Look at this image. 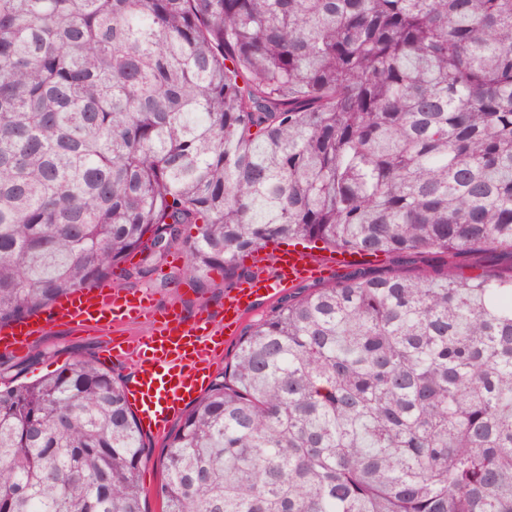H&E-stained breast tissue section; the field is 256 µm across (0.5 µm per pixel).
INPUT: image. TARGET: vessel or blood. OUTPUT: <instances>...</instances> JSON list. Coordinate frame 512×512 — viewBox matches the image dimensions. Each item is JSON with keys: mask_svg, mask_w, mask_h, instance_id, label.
Segmentation results:
<instances>
[{"mask_svg": "<svg viewBox=\"0 0 512 512\" xmlns=\"http://www.w3.org/2000/svg\"><path fill=\"white\" fill-rule=\"evenodd\" d=\"M330 265L312 263L302 252H285L274 271L256 267L252 275L224 297V321L216 323L207 309L193 318L175 312L157 320L149 333L136 338L111 336L105 346L108 360L129 366L125 396L143 430L163 437L173 419L204 389V382L223 353L225 337L233 336L242 317L258 304L272 300L297 281L329 273ZM147 305L143 297L128 298L111 281L74 293L57 302L53 321L76 330L111 329L140 319ZM41 317H28L0 328V349L23 351L31 336L42 333Z\"/></svg>", "mask_w": 512, "mask_h": 512, "instance_id": "vessel-or-blood-1", "label": "vessel or blood"}]
</instances>
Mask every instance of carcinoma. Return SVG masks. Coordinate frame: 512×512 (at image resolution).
<instances>
[{
	"mask_svg": "<svg viewBox=\"0 0 512 512\" xmlns=\"http://www.w3.org/2000/svg\"><path fill=\"white\" fill-rule=\"evenodd\" d=\"M197 228V235L187 228ZM358 268L247 324L162 455L164 512H512V0H0V325L171 247ZM124 378L0 387V512H146ZM457 261L463 265L466 273L497 272L508 270L512 264V255L504 250H482L466 255Z\"/></svg>",
	"mask_w": 512,
	"mask_h": 512,
	"instance_id": "obj_1",
	"label": "carcinoma"
}]
</instances>
